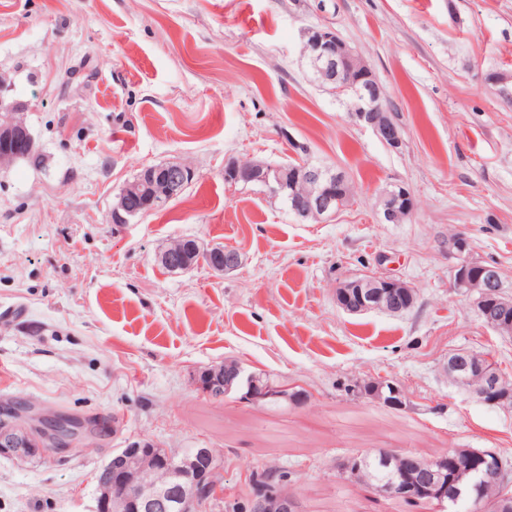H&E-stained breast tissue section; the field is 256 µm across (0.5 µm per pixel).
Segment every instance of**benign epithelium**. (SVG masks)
<instances>
[{
  "mask_svg": "<svg viewBox=\"0 0 512 512\" xmlns=\"http://www.w3.org/2000/svg\"><path fill=\"white\" fill-rule=\"evenodd\" d=\"M302 38L311 50L307 61L320 71L325 81L333 84V91L338 95L349 92L358 94L359 104L356 111L349 113L350 118L371 128L387 147L400 149L403 140L395 120L388 116L380 122L376 118V113H387L389 108L383 105L381 87L369 65L364 61L354 64V49L329 26L308 27ZM6 87V79L0 76V147L5 151L0 156V163L5 165L21 159L35 160L40 157L39 148L25 121L29 104L5 97L3 91ZM193 173V169L181 162L143 167L138 178L120 190L112 210V223L127 224L136 217L149 214L153 208L169 203L180 194L187 178ZM224 176L246 184L257 181L276 199L287 196L300 184L308 185L309 192L304 202H297L294 206L297 217L302 220L311 215L330 218L342 206V200L336 193L335 176L307 163L290 171L264 160L247 163L233 161L224 167ZM383 198L385 205L379 209V214L382 220L393 221L398 216L397 202L413 198V193L407 186L394 183L391 189L384 192ZM469 246V240L463 234L448 238V248L458 258L453 267L455 286L466 293L474 314L482 318L491 307L497 304L505 307L508 302L502 293L498 269L473 260ZM213 251L212 247L195 244L196 264H205L217 272L232 271L240 266V255L236 250L223 249L229 256L225 264L211 260ZM405 288L407 284L400 279L368 275L337 287L336 303L350 314L386 311L396 293ZM445 370L448 378L456 384L466 385L467 392L487 406L501 407L512 401V387L507 385L505 377L495 370V365L484 362L480 357H470L463 351L451 352ZM383 385L388 387L387 396H380L376 401L396 407L407 405L408 396L404 390L389 380L383 381ZM195 386L205 395L211 394L215 388L221 391L224 398L238 393L239 401L255 405L269 400L292 406L307 402L305 397L290 393L286 386L266 381L255 373L243 375L240 368L230 378L215 369L211 371L210 381L197 378ZM56 419L57 415L53 413L35 414L29 406L0 402V456L25 464L40 453L46 441L56 448L69 447L76 435L47 429L48 424ZM175 468L190 478L185 484V491L191 505L216 509L222 507V452L215 448H199L192 456L171 453L162 456L153 454L150 448L136 445L117 451L112 455V461L106 464V477L96 512H129L131 506L137 503L151 510L163 507L171 471ZM472 473L474 481L467 484L469 499L464 504L467 512H484L482 485L485 481L512 485V470L494 452H475ZM459 487L458 483L448 484L443 472L430 469L412 483L396 480L387 484L382 487V493L408 499L419 494L429 495L443 508L453 501ZM250 512H301V501L286 489L269 497L256 495L251 498Z\"/></svg>",
  "mask_w": 512,
  "mask_h": 512,
  "instance_id": "benign-epithelium-1",
  "label": "benign epithelium"
}]
</instances>
